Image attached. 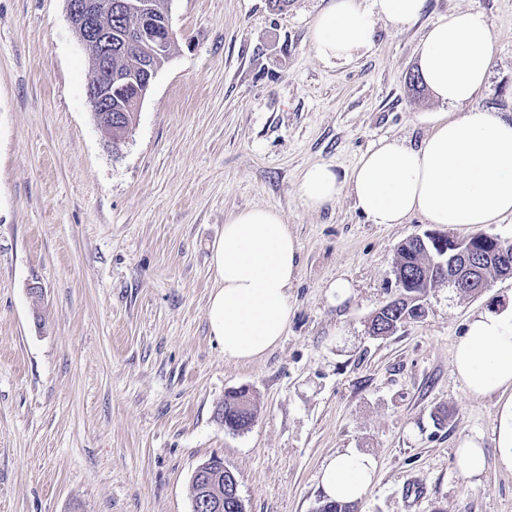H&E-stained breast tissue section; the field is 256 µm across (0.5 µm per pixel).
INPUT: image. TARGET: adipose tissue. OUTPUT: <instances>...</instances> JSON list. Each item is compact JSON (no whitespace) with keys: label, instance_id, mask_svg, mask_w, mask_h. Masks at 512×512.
Returning a JSON list of instances; mask_svg holds the SVG:
<instances>
[{"label":"adipose tissue","instance_id":"obj_1","mask_svg":"<svg viewBox=\"0 0 512 512\" xmlns=\"http://www.w3.org/2000/svg\"><path fill=\"white\" fill-rule=\"evenodd\" d=\"M425 0H331L315 19L311 42L324 62L349 61L371 49L378 19L403 28ZM420 75L449 111L419 145L392 139L367 150L348 179L331 166L307 167L299 195L312 209L350 192L372 224H401L413 215L437 225L498 223L512 215V119L474 107L486 84L493 39L485 16L466 10L434 24L419 42ZM215 286L207 307L209 331L236 362L262 358L284 335L291 315L288 290L296 280L299 247L281 214L253 207L232 215L211 249ZM458 380L476 398L507 394L497 429L505 466L512 468V309L475 314L457 342ZM377 470L369 454L348 450L322 469L329 498L356 501Z\"/></svg>","mask_w":512,"mask_h":512}]
</instances>
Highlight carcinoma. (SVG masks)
<instances>
[{"label":"carcinoma","mask_w":512,"mask_h":512,"mask_svg":"<svg viewBox=\"0 0 512 512\" xmlns=\"http://www.w3.org/2000/svg\"><path fill=\"white\" fill-rule=\"evenodd\" d=\"M112 4V12L107 14L106 23L112 26V153L118 154L123 145V135L131 120L127 112L128 102L142 89L143 69H160L169 56L153 57L143 49L132 44V37L140 19L130 3L133 0H102ZM156 6L152 19L156 28L168 27V0H151ZM395 270L406 284L404 297L386 305L372 317L369 330L375 336H388L395 331L403 317H418L421 306L412 293H421L426 285H434L438 278L434 276L432 258L417 248L414 240L405 242L399 249ZM237 391L232 390L224 396V427L230 431L242 430L247 423L239 421L236 411ZM236 481L224 476V512H245ZM317 512H354V504L327 497L319 499Z\"/></svg>","instance_id":"carcinoma-1"}]
</instances>
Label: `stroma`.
<instances>
[{"instance_id":"stroma-1","label":"stroma","mask_w":512,"mask_h":512,"mask_svg":"<svg viewBox=\"0 0 512 512\" xmlns=\"http://www.w3.org/2000/svg\"><path fill=\"white\" fill-rule=\"evenodd\" d=\"M329 2L172 0L170 58L116 155L65 0H0V512H192L214 456L246 512H315L321 469L345 449L378 461L355 512H512L504 399L471 398L452 365L472 314L512 306V277L468 295L438 284L421 318L370 336L400 293L399 247L428 224L369 223L346 193L313 210L298 193L311 165L343 177L382 139L430 134L444 107L409 77L449 13L487 19L493 65L474 104L511 118L512 0H425L336 65L310 40ZM254 206L280 212L300 269L286 335L240 363L205 312L211 247ZM241 387L256 417L234 433L218 411ZM469 436L487 457L478 481L457 466Z\"/></svg>"}]
</instances>
